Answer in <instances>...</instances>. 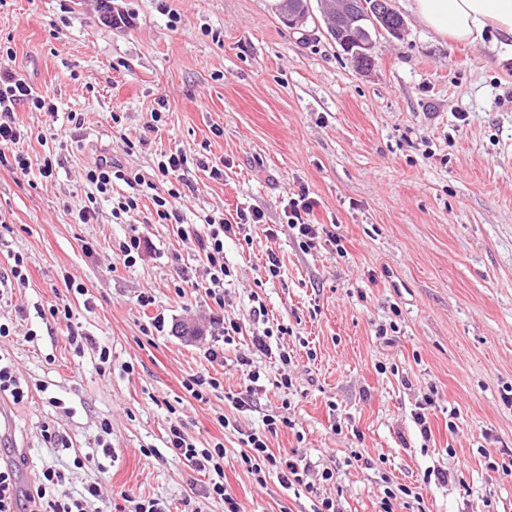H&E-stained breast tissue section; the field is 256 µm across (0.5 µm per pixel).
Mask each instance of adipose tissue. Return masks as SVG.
Here are the masks:
<instances>
[{
    "label": "adipose tissue",
    "instance_id": "adipose-tissue-1",
    "mask_svg": "<svg viewBox=\"0 0 512 512\" xmlns=\"http://www.w3.org/2000/svg\"><path fill=\"white\" fill-rule=\"evenodd\" d=\"M418 22L458 43H477L494 32L512 39V0H409Z\"/></svg>",
    "mask_w": 512,
    "mask_h": 512
}]
</instances>
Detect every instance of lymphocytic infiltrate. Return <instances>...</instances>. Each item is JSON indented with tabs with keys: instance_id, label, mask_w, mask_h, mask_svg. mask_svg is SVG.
I'll return each mask as SVG.
<instances>
[{
	"instance_id": "f902f5d3",
	"label": "lymphocytic infiltrate",
	"mask_w": 512,
	"mask_h": 512,
	"mask_svg": "<svg viewBox=\"0 0 512 512\" xmlns=\"http://www.w3.org/2000/svg\"><path fill=\"white\" fill-rule=\"evenodd\" d=\"M26 106L48 116H55L58 107L48 96L40 94L29 79L13 70H0V167L14 173L29 174L38 170L42 178L53 177L60 165L57 154L45 152L38 157L24 153L20 145L28 132L16 121L18 107ZM209 171L212 178H220L223 172L210 166L207 157L194 159L187 154L160 152L153 179H145L139 173L125 168L111 157L100 155L84 169V179L90 187L86 202L76 211V223L88 224L96 215L97 199L107 198L112 202V216L121 220L140 214L143 198L152 201V216L155 222L179 224L183 218L177 207L182 196V185L189 166ZM125 184L123 193H115L118 184ZM316 201L308 191H300L288 198L284 208L286 224L299 246L305 249L315 247L319 240H326L334 246L337 254H345L346 248L336 231L324 224L312 221ZM264 221L261 210L252 209L240 212L236 223H226L223 217L212 214L205 216L206 238L202 240L203 262L206 272L205 294L216 306L224 304V284L232 272L224 259V240L231 236H242L246 244H253L250 227ZM289 327L264 328L252 339L256 352L274 357L279 367L277 388L290 389L293 379L288 373L292 356L283 343L284 336L290 335ZM170 415L166 432L165 446L173 456L183 459L193 471L207 475L208 480L200 490L185 500V512H203L201 500H218L224 504V512H242L237 499L224 484V444L215 442L202 448L185 430L176 406H168ZM286 416L277 414L266 416L261 428L242 433L239 439L238 460L247 472L253 475L257 484H266L268 478H277L285 489L303 488L307 493H315L318 481H331V469L315 472L314 466L305 456L274 454L268 445L271 436L287 428ZM70 474L53 465H44L36 474L27 489H20L17 467L13 464L0 465V512H96L94 505L103 497L98 483L84 486L82 491L68 489Z\"/></svg>"
}]
</instances>
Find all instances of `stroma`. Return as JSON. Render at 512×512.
Returning <instances> with one entry per match:
<instances>
[{"label":"stroma","instance_id":"35a3bbf8","mask_svg":"<svg viewBox=\"0 0 512 512\" xmlns=\"http://www.w3.org/2000/svg\"><path fill=\"white\" fill-rule=\"evenodd\" d=\"M391 3L404 30L377 35L372 65L360 68L328 34L320 9L296 29L282 22L277 0H126L139 17L127 31L100 27L88 0H74L68 13L63 0H0V40L15 52L0 67L24 74L58 106L54 118L18 109L29 132L22 149L61 157L51 179L0 168V219L11 227L0 233V268L19 252L30 269L28 284L0 299V319L21 318L23 327L0 355L48 387L7 407L13 430L0 460L10 447L24 456L20 482L43 463L68 466L75 453L96 452L107 418L113 455L79 471L71 490L101 484L100 512L125 492L181 507L205 478L164 451L166 404L176 400L200 445L223 441L224 482L244 512L314 508V496L277 479L257 485L237 460L240 431L281 412L292 426L271 438L273 452L295 449L335 470L321 492L341 512H379L387 487L400 484L416 497L397 500L396 512H512V474L489 470L482 455L512 452V53L440 38L406 0ZM161 98L163 121L146 132ZM93 150L147 177L160 152L203 151L224 176L190 170L185 230L141 224L143 261L117 266L113 252L130 227L116 222L111 202L98 200L89 224L70 214L89 191L82 173ZM303 188L317 201V222L336 225L347 256L325 243L303 251L285 227L288 197ZM251 208L265 214L251 228L253 245L224 241L235 272L224 312L243 333L225 346L223 364H212L203 290L180 298L172 287L178 272L202 271L201 247L182 233L200 230L205 215L232 224ZM269 227L281 275L259 287ZM67 273L88 289L71 298L75 322L110 348L107 368L95 351L75 354L65 327L47 335L36 313ZM145 291L155 299L147 307L138 303ZM255 293L271 324L294 329L295 387L277 388L276 367L255 355L264 388L254 409L231 412L236 425L224 429L214 411L226 393L244 389L237 358L252 348ZM156 316L164 329L143 335ZM389 324L395 332L377 336ZM30 328L37 341L25 340ZM198 372L224 384L206 404L182 388ZM433 387L425 441L411 413ZM52 396L64 409L49 404ZM46 421L58 423L72 449L44 446ZM147 448L161 458L145 462ZM432 469L454 477L424 482Z\"/></svg>","mask_w":512,"mask_h":512}]
</instances>
